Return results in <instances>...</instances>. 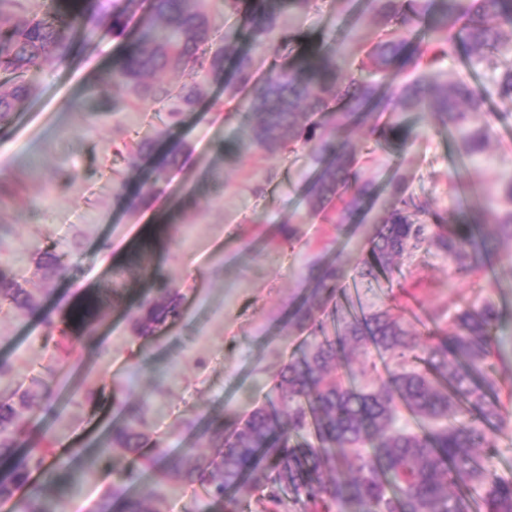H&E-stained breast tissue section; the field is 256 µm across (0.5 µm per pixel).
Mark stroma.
<instances>
[{
	"label": "stroma",
	"instance_id": "35a3bbf8",
	"mask_svg": "<svg viewBox=\"0 0 512 512\" xmlns=\"http://www.w3.org/2000/svg\"><path fill=\"white\" fill-rule=\"evenodd\" d=\"M344 0H323L317 12L285 16L288 49L257 56L258 72L271 63L295 61L308 46L332 42L345 20ZM126 34L104 35L92 44L75 43L67 62L46 61L25 79L33 84L10 124L0 127V180L21 179L17 193L0 200V225L11 272L35 297L26 311L0 310V360L12 367L0 384V400L42 383L50 397L25 417L16 456L43 437L58 451L107 435L122 415L137 414L149 440L175 456L205 450L211 423L231 425L274 396L279 373L306 336L289 327L288 305L309 285L313 266L340 259L352 272L373 227L312 220L301 236L285 241L282 224L305 213L302 186L313 167L308 151L270 155L254 149L233 153L241 136L237 121L223 120L207 107L184 113L179 126L164 130L162 106L147 102L132 114L129 135L151 142L139 167L130 168L112 151L111 109L117 90L100 81L121 59L148 14L138 0ZM414 128L403 154L376 152L364 178L384 185L394 175L407 178L414 198L440 212L446 232L461 215L460 184L478 187L470 203L484 207L512 172V100L492 99L472 124H489L487 151L466 169L455 170L448 133L434 119L401 116ZM184 146L170 164L171 145ZM166 169V193L151 191L157 169ZM74 173L70 183L60 170ZM262 193H254L256 182ZM191 189L195 204L179 209L174 196ZM154 249L138 256L140 245ZM68 255L50 283L36 272L33 246ZM167 285L178 289L182 318L156 335L141 338L133 323L144 296ZM96 300L95 341L68 356L58 347L59 322L72 309ZM365 310L384 306L410 322L420 343L452 330L459 305L492 303L504 315L500 360L494 366L501 402L512 413V244L504 242L476 276L461 278L441 254L418 266H399L390 280L364 286ZM134 461L114 450L109 461L83 465L78 490H44L40 475L18 490L6 512L46 491L56 512H97L119 470ZM135 492L156 512H221L207 507L200 487L184 485L174 473L144 476Z\"/></svg>",
	"mask_w": 512,
	"mask_h": 512
}]
</instances>
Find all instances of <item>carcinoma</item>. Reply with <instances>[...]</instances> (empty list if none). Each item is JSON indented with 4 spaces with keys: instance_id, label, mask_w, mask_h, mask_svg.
I'll list each match as a JSON object with an SVG mask.
<instances>
[{
    "instance_id": "carcinoma-1",
    "label": "carcinoma",
    "mask_w": 512,
    "mask_h": 512,
    "mask_svg": "<svg viewBox=\"0 0 512 512\" xmlns=\"http://www.w3.org/2000/svg\"><path fill=\"white\" fill-rule=\"evenodd\" d=\"M130 0H61L52 16L41 15L34 0H0V69L22 78L54 59L70 55L73 43L101 32L122 35L132 15ZM151 23L143 27L126 54L101 78L123 93L112 106L120 125L139 101L168 106L164 129L207 94L210 81L232 61L233 78L224 81V100L211 109L224 118L247 111V139L235 145L242 152L255 147L270 155L297 146L314 163L306 180L307 208L298 223L320 216L333 224H354L365 217L371 189L361 181L360 151L340 135L349 127L368 125L376 150L403 149L413 137L410 127L374 116L426 109L460 145L462 165L474 161L492 136L489 125L470 126V117L487 99H512V67L499 69L497 55L512 46V0H358L348 10L355 30L371 16L374 37L349 38L346 50L321 43L288 66H271L256 78L253 53L280 51L289 45L281 11L269 0H144ZM224 17L241 18V26L224 31L217 44L210 24L216 4ZM244 40L250 51L230 56L232 44ZM470 50V65L491 72L488 81H448L441 61ZM357 73H352L351 69ZM162 71L186 73L190 81L175 89L148 81ZM32 93L22 82L0 84V125ZM117 154L136 167L149 149L124 133L113 141ZM385 188L389 205L359 259L354 283L389 279L395 265L410 263L433 250L450 260L454 273L468 277L483 269L500 238L512 242V174L505 177L509 208L494 224L476 217L448 225V233L431 235L429 224L445 218L415 201L402 179ZM38 267L52 278L61 268L57 256L41 251ZM344 273L335 263L321 266L307 298L293 309L291 324L307 333L306 347L290 356L274 386L276 402L255 406L230 431L211 425L209 451L175 460L154 444L130 416L112 427V434L88 456L103 460L116 448L139 461L125 471L106 495L101 512H156L132 493L144 472L175 470L186 485L202 488L207 504L229 501V493L253 482L266 490L272 508L291 491L300 512H472L468 490L480 491L485 512H512V479L488 466L495 448L494 432L506 426L496 395L489 358L499 351L502 317L487 301L453 314V330L431 338L423 355L418 340L389 309L366 312L342 306ZM334 303L336 329L327 334L325 308ZM36 302L10 270L0 266V308L33 309ZM135 331L152 336L167 320L181 316L178 291L167 286L160 296L146 298ZM72 354L91 330L86 307L72 311L60 326L48 323ZM387 356L395 369L376 386L339 373L349 354L369 349ZM43 395L25 390L17 400L0 401V459L14 455L19 421L41 408ZM405 409L422 424L418 432L399 425ZM310 434L305 444L292 439ZM43 485L59 481L72 486L77 472L55 455L52 442L33 449L0 477V502L10 501L25 486L32 470Z\"/></svg>"
}]
</instances>
